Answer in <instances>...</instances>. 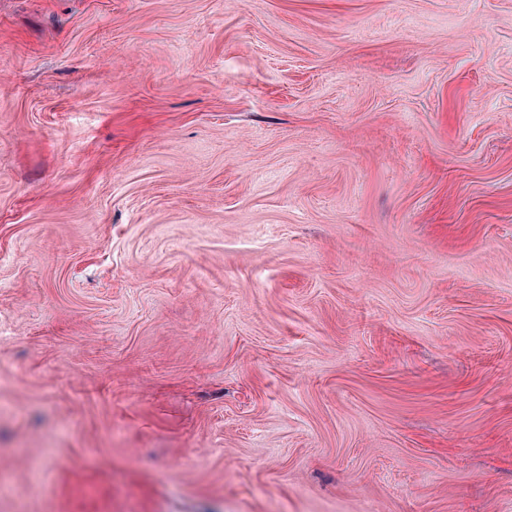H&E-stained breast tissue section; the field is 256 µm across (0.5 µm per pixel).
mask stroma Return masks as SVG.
Masks as SVG:
<instances>
[{"label":"stroma","instance_id":"stroma-1","mask_svg":"<svg viewBox=\"0 0 512 512\" xmlns=\"http://www.w3.org/2000/svg\"><path fill=\"white\" fill-rule=\"evenodd\" d=\"M0 512H512V0H0Z\"/></svg>","mask_w":512,"mask_h":512}]
</instances>
